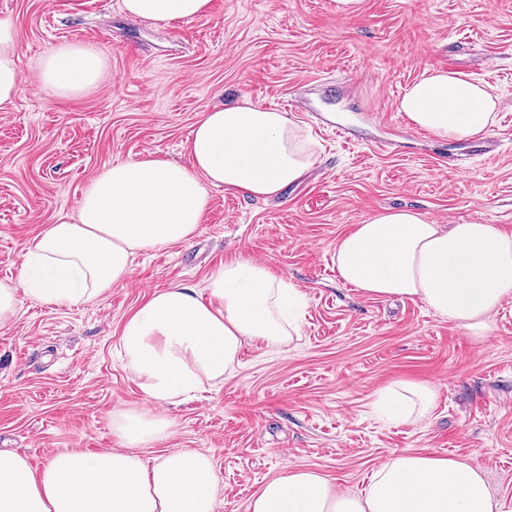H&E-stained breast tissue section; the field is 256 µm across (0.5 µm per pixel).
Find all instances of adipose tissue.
Returning a JSON list of instances; mask_svg holds the SVG:
<instances>
[{"mask_svg":"<svg viewBox=\"0 0 512 512\" xmlns=\"http://www.w3.org/2000/svg\"><path fill=\"white\" fill-rule=\"evenodd\" d=\"M128 16L168 25L211 11V0H120ZM12 21L0 17V107L24 79ZM106 67L95 47L62 44L40 63L42 86L59 97L93 88ZM498 98L484 82L425 70L397 102L414 127L442 139L488 133ZM186 162L158 154L104 168L85 189L76 217L44 225L22 255L19 279L0 281V326L20 296L58 307L106 297L131 273L136 251L192 240L209 211V188L253 198L278 195L312 167L302 128L277 109L242 100L202 113L185 145ZM333 263L341 279L372 297L425 303L474 340L512 296V234L494 224H440L420 212L389 209L340 238ZM294 284L263 263L235 258L216 266L204 288L181 283L154 291L122 323L121 362L144 395L142 406L112 417L119 448L61 452L39 468L0 452V512H215L220 477L211 454L174 450L154 463L143 447L175 425L161 408L222 381L244 344L287 349L301 333ZM426 383L379 390L374 406L402 423L436 404ZM248 512H504L489 475L465 459L403 453L376 468L356 493L299 467L263 482Z\"/></svg>","mask_w":512,"mask_h":512,"instance_id":"1","label":"adipose tissue"}]
</instances>
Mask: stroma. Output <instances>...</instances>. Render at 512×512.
I'll use <instances>...</instances> for the list:
<instances>
[{"instance_id": "stroma-1", "label": "stroma", "mask_w": 512, "mask_h": 512, "mask_svg": "<svg viewBox=\"0 0 512 512\" xmlns=\"http://www.w3.org/2000/svg\"><path fill=\"white\" fill-rule=\"evenodd\" d=\"M0 16L14 23L25 78L0 109V280L18 278L44 225L76 216L104 168L181 159L214 105L285 111L318 144L278 198L210 188L195 238L137 252L106 298L56 308L21 297L0 326V449L38 468L60 451L118 447L113 414L144 400L118 356L123 320L157 289L204 287L215 266L244 256L302 290L301 336L285 352L244 345L221 383L167 408L174 433L142 449L146 461L211 451L215 512H246L283 471L309 466L357 492L389 457L432 450L486 470L512 506V297L476 342L421 301L365 295L333 263L343 234L390 208L512 233V0H363L355 18L336 0H213L210 14L165 27L128 19L119 0H0ZM66 43L107 57L103 79L74 98L38 82L40 58ZM428 68L493 87L486 154L397 112ZM403 380L432 385L437 403L396 424L372 403Z\"/></svg>"}]
</instances>
